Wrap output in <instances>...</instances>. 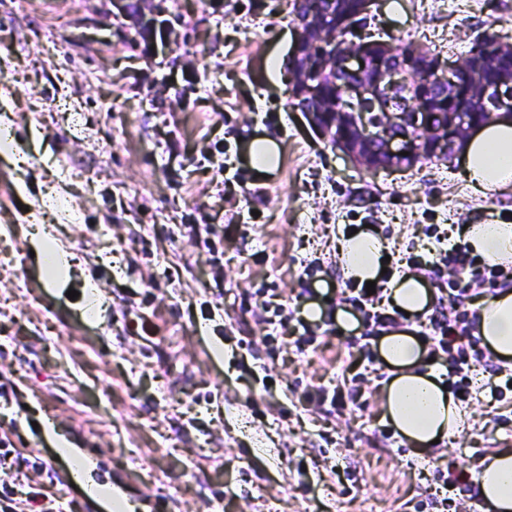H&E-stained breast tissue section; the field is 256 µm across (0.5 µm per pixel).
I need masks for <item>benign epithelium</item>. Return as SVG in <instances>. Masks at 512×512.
Returning <instances> with one entry per match:
<instances>
[{"mask_svg":"<svg viewBox=\"0 0 512 512\" xmlns=\"http://www.w3.org/2000/svg\"><path fill=\"white\" fill-rule=\"evenodd\" d=\"M353 20L339 21L330 31L321 29L306 34L296 25L297 41L291 52L294 80L303 86L302 93L315 98L325 79L336 80L345 71L354 80L339 85L342 99L336 108V122L324 126L317 121L313 109H302L310 126L323 137L335 140L354 162L370 171H399L407 168L406 161L422 155L427 160L443 156L453 158L463 140L472 135L480 124L472 122L465 106L456 112L433 117L414 111L410 103L424 85L422 75L408 61L396 65L376 62L360 65L363 31ZM433 71L443 72L450 84L469 74L465 58L448 64L437 63ZM486 120L502 115L512 116V84H498L478 89ZM383 142L387 161L380 164L371 155L372 144Z\"/></svg>","mask_w":512,"mask_h":512,"instance_id":"benign-epithelium-1","label":"benign epithelium"}]
</instances>
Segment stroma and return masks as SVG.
Wrapping results in <instances>:
<instances>
[{
	"label": "stroma",
	"instance_id": "35a3bbf8",
	"mask_svg": "<svg viewBox=\"0 0 512 512\" xmlns=\"http://www.w3.org/2000/svg\"><path fill=\"white\" fill-rule=\"evenodd\" d=\"M292 0H0V435L15 444L0 483L59 491L33 469L49 421L98 461L100 479L169 512H396L415 496L460 499L440 470L470 473L512 425L472 402L462 431L419 452L370 442V416L324 419L299 402L340 369L362 327L343 301L336 239L374 225L398 271L427 255L428 224L459 242L466 224L504 220L512 192L482 197L459 162L372 173L289 108ZM156 15L167 32L143 31ZM512 0H375L369 30L465 56ZM273 139L257 167L250 145ZM207 226L216 253L194 243ZM238 225L233 239L224 227ZM42 227L75 254L105 297L102 320L42 286L29 235ZM330 292L339 321L320 352L273 360L256 291L290 311L302 288ZM330 429L334 444L319 432ZM356 468L358 491L345 471ZM161 479L145 482L143 469ZM260 153L266 156L265 160L260 159ZM251 157L253 158L254 163L259 167H273L278 158L276 143L268 138L255 139L251 146Z\"/></svg>",
	"mask_w": 512,
	"mask_h": 512
}]
</instances>
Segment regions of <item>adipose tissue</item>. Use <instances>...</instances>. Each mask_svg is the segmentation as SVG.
<instances>
[{"mask_svg": "<svg viewBox=\"0 0 512 512\" xmlns=\"http://www.w3.org/2000/svg\"><path fill=\"white\" fill-rule=\"evenodd\" d=\"M462 176L477 193L491 195L512 190V118H496L468 137L460 150ZM463 241L487 264L512 262V224H471ZM30 246L40 262L44 286L65 288L75 275V262L49 234H33ZM390 246L371 228L341 236L336 256L345 278L363 284L378 280ZM390 307L416 316L427 312L433 292L414 273L393 274L387 284ZM475 329L485 347L502 360L512 359V289L480 298L474 304ZM388 377L383 382L384 417L413 448L429 449L433 440L458 435L465 411L443 378L428 369L422 346L411 329L386 333L379 344ZM487 512H512V448L482 457L470 472Z\"/></svg>", "mask_w": 512, "mask_h": 512, "instance_id": "obj_1", "label": "adipose tissue"}]
</instances>
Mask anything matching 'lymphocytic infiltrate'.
<instances>
[{
	"label": "lymphocytic infiltrate",
	"mask_w": 512,
	"mask_h": 512,
	"mask_svg": "<svg viewBox=\"0 0 512 512\" xmlns=\"http://www.w3.org/2000/svg\"><path fill=\"white\" fill-rule=\"evenodd\" d=\"M425 233L435 238L438 244L433 259L427 262L426 267L437 276L439 291L447 293L451 306L456 309L454 316L443 314L431 318V334L424 339L427 356L435 364L447 368L448 384L452 391L460 393L462 402L472 399L473 375L476 368L481 367L489 373L486 387L491 400L502 403L503 407H511L512 372L493 364L490 356L479 348L478 337L471 334L475 322L463 307L492 291L498 283L512 278V267L481 263L467 246L448 245V237L438 225H426ZM383 292L384 286L379 283L374 292H367L361 287L349 296L348 301L360 313L364 327L361 339L347 341L348 346L356 347L357 353L344 360L339 383L330 388H307L301 394L303 401L315 405L325 415L348 408L360 410L370 405L363 388L365 377L360 371L363 361L370 357L365 343L399 326L395 315L381 309ZM260 310L262 323L271 331L266 338L267 343L288 339L300 353L318 348V338L311 328L294 326L291 316L286 315L282 304L278 303L276 294H263Z\"/></svg>",
	"instance_id": "obj_1"
}]
</instances>
